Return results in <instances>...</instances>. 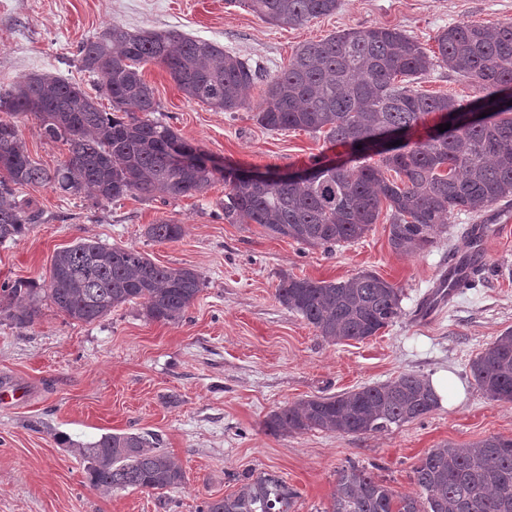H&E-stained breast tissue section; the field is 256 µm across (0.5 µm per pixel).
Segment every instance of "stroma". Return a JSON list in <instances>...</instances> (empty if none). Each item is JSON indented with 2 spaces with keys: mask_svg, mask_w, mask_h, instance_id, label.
Returning <instances> with one entry per match:
<instances>
[{
  "mask_svg": "<svg viewBox=\"0 0 512 512\" xmlns=\"http://www.w3.org/2000/svg\"><path fill=\"white\" fill-rule=\"evenodd\" d=\"M509 20L512 0H339L335 13L296 27L267 24L225 0H0V93L50 71L96 95L102 78L82 68L78 47L114 22L217 42L256 71L247 92L254 104L266 78L309 41L383 26L431 50L449 24ZM143 74L159 120L223 165L288 172L350 155L324 134L271 132L251 109L224 112L189 99L161 66L147 65ZM416 86L463 101L478 95L442 63ZM17 124L32 159L50 169L66 159V146L46 140L34 116ZM223 198L220 179L203 196L174 201L135 195L100 203L52 185L17 190V202L37 220L0 245V284L46 287L53 255L88 238L195 269L202 288L175 325L148 320L134 303L90 324L66 318L47 300L25 327L0 314V512H199L205 500L237 492L250 470L275 473L294 488L293 512H326L342 466L367 469L397 495H412L413 469L429 449L512 437V403L484 396L470 372L472 359L512 329V201L478 217L455 214L433 247L404 255L388 243L384 213L362 238L327 251L256 224L227 223ZM162 218L182 224L180 239L145 236ZM479 223L502 231L486 243L473 287L449 289L448 272L465 260ZM361 271L399 288L402 308L392 325L364 341H324L276 295L287 274L331 281ZM404 373L443 376L452 387L425 418L381 433L276 436L264 428L271 412L289 404ZM110 432L158 434L184 483L160 495L93 488L80 450Z\"/></svg>",
  "mask_w": 512,
  "mask_h": 512,
  "instance_id": "35a3bbf8",
  "label": "stroma"
}]
</instances>
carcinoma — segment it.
<instances>
[{
	"label": "carcinoma",
	"mask_w": 512,
	"mask_h": 512,
	"mask_svg": "<svg viewBox=\"0 0 512 512\" xmlns=\"http://www.w3.org/2000/svg\"><path fill=\"white\" fill-rule=\"evenodd\" d=\"M249 8L275 26H299L334 13L339 0H226ZM429 54L397 28L351 29L296 48L288 68L271 77L256 121L269 131L323 133L348 146L361 163H316L311 179L251 182L226 167L219 206L230 224H258L274 237L331 248L361 238L389 210L388 242L396 253H418L434 244L454 212L478 214L512 197V22H462L440 31ZM82 67L102 76L112 111L80 88L49 73L25 76L0 94V111L30 114L43 136L68 146V157L50 170L32 159L16 123L0 120V243L35 223L15 200V187L52 184L66 193L90 190L110 202L130 194L177 200L206 193L215 171L174 166L172 143L193 145L159 111L141 67L164 68L180 90L225 112L250 107L243 91L257 75L217 43L177 29L131 32L106 27L79 47ZM437 63L479 87L482 95L459 101L419 91L414 83ZM477 104L486 121L469 119ZM440 123L413 139L426 116ZM397 134V152L377 150L378 138ZM378 157L371 164L368 159ZM394 176L389 177L387 173ZM182 225L161 219L145 234L156 242L178 240ZM200 275L162 266L132 247H106L81 239L55 253L45 297L71 320L92 323L127 304L164 324L182 320L201 291ZM279 301L312 325L323 340H365L401 314L400 289L372 273L341 281L286 275ZM0 312L19 326L39 312L28 281L0 285ZM477 388L489 399L512 403V329L470 363ZM438 407L430 383L414 373L332 396H316L272 412V435L318 429L366 435L418 420ZM90 485L159 493L184 483L182 467L151 433H105L83 448ZM418 492L398 496L383 481L354 465L338 470L325 512H512V438L492 436L467 448L450 443L429 450L413 469ZM297 492L268 473H249L240 489L203 502L200 512H291Z\"/></svg>",
	"instance_id": "carcinoma-1"
}]
</instances>
